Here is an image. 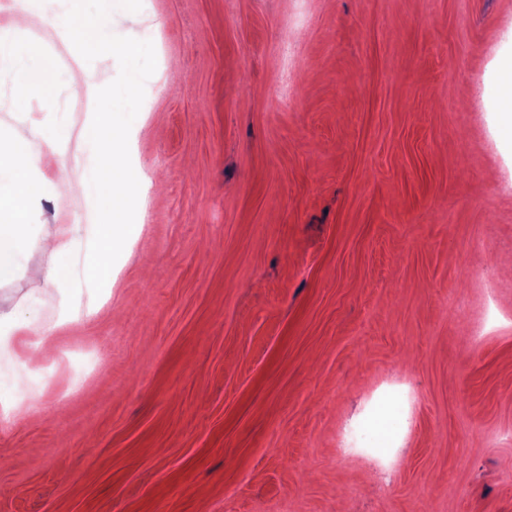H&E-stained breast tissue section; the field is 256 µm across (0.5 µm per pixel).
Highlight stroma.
<instances>
[{"label":"stroma","instance_id":"obj_1","mask_svg":"<svg viewBox=\"0 0 512 512\" xmlns=\"http://www.w3.org/2000/svg\"><path fill=\"white\" fill-rule=\"evenodd\" d=\"M85 24L145 33L135 64ZM58 68L100 73L135 179L112 283L85 281L104 200L46 192L0 311L55 323L66 380L0 353V512H512V155L478 87L512 84V0H64ZM0 135L80 129L63 81ZM80 241L63 288L30 255ZM103 301L89 319L67 307ZM403 381L398 439L358 428ZM79 226V224L62 225L55 234L44 239L43 248L58 260H63L76 244L75 240L80 231ZM28 273L35 279L42 280L44 283L60 288L66 276V267L61 263L52 266H43L39 263H34L28 266Z\"/></svg>","mask_w":512,"mask_h":512}]
</instances>
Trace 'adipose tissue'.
<instances>
[{"mask_svg": "<svg viewBox=\"0 0 512 512\" xmlns=\"http://www.w3.org/2000/svg\"><path fill=\"white\" fill-rule=\"evenodd\" d=\"M81 42L89 49L109 55L121 53L128 62H135L142 35L135 30L113 34L111 28L85 24L79 29ZM27 59L26 70L16 83L18 97H25L36 89L49 85L52 66L41 51V42H26L14 38L0 39V68L13 65L18 59ZM115 105H108L99 116L97 126L79 133L55 128L37 130L33 137L0 141V281L14 274L15 258L26 234L32 204L43 191L42 183L32 178L34 168L46 166L59 172L56 184L58 195H81L86 185L76 175L80 149H89L95 156L96 174L104 198V208L96 226L97 243L88 257L84 274L91 280H111L112 255L119 241L120 231L127 218L126 202L131 192V173L126 150L116 136L112 114ZM80 231L79 225L65 224L43 242L45 250L57 257L52 266L33 264L29 274L44 283L62 286L66 268L65 258ZM10 322L14 332L0 336V350L23 346L28 357L39 359L52 348L56 327L38 317H20L15 313H1L0 322Z\"/></svg>", "mask_w": 512, "mask_h": 512, "instance_id": "adipose-tissue-1", "label": "adipose tissue"}]
</instances>
